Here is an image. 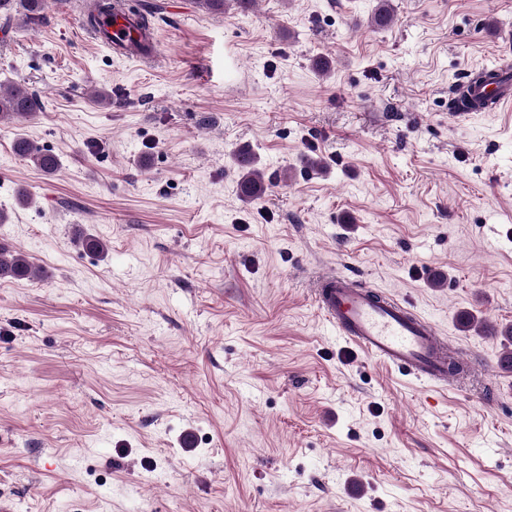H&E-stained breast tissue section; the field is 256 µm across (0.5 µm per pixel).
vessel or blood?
I'll list each match as a JSON object with an SVG mask.
<instances>
[{
    "label": "vessel or blood",
    "instance_id": "1",
    "mask_svg": "<svg viewBox=\"0 0 512 512\" xmlns=\"http://www.w3.org/2000/svg\"><path fill=\"white\" fill-rule=\"evenodd\" d=\"M137 24L135 16L120 8L96 15L86 30L111 52L132 58ZM466 89L472 97L489 100L495 109L512 106L510 74L467 84ZM311 288L325 318L366 356L434 387L455 380L470 392L483 393L488 367L476 363L466 375L451 370L455 352L429 316L413 313L402 300L357 287L349 276L337 272L315 277Z\"/></svg>",
    "mask_w": 512,
    "mask_h": 512
}]
</instances>
